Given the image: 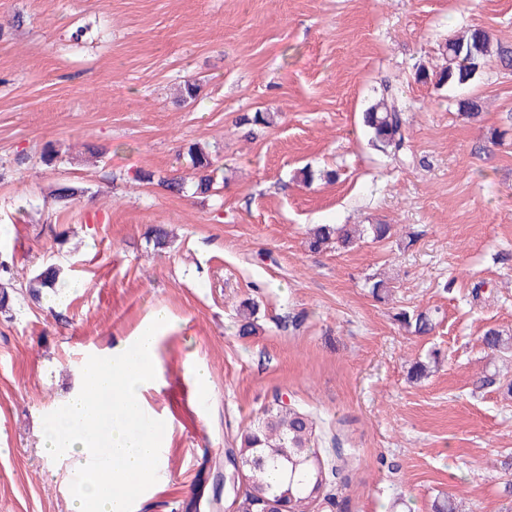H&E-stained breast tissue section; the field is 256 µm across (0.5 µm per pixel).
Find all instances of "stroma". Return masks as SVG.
<instances>
[{
    "instance_id": "stroma-1",
    "label": "stroma",
    "mask_w": 512,
    "mask_h": 512,
    "mask_svg": "<svg viewBox=\"0 0 512 512\" xmlns=\"http://www.w3.org/2000/svg\"><path fill=\"white\" fill-rule=\"evenodd\" d=\"M474 26L512 44V0H0V261L19 272L0 313V512H71L79 465L44 452L43 418L89 356L158 311L143 408L167 424L162 477L132 512H233L230 450L278 394L338 466L335 506L313 512H432L444 497L512 512V352L481 342L490 326L512 336V69L487 62L463 88L416 79ZM186 80L200 88L184 103ZM388 88L410 164L361 127ZM465 95L478 116L459 112ZM257 112L271 124L242 123ZM192 146L222 171L213 195L159 184L193 179ZM62 186L78 191L67 207ZM317 224L392 236L314 252ZM46 263L63 306L24 287ZM403 310L432 311L435 329L412 333Z\"/></svg>"
}]
</instances>
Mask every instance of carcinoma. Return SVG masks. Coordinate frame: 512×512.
<instances>
[{
  "label": "carcinoma",
  "instance_id": "cac0c4a2",
  "mask_svg": "<svg viewBox=\"0 0 512 512\" xmlns=\"http://www.w3.org/2000/svg\"><path fill=\"white\" fill-rule=\"evenodd\" d=\"M494 58L499 64L512 69V47L493 43L489 33L481 27H473L465 35L448 40L445 64L437 71H418L420 82L437 87L446 84L464 86L487 60ZM363 124L371 134V142L377 149L391 154L394 159L405 161V114L398 98L388 93L363 113ZM192 167L196 170L195 193L208 195L216 190V168L209 153L198 147L189 149ZM388 224L346 225L319 224L312 230L310 248L319 251L334 243L348 249L357 240L369 237L381 242L390 237ZM64 286L60 280L59 266L51 263L42 266L28 280L26 288L34 296L44 290L52 292ZM14 303L12 279H0V312H8ZM397 319L413 333L429 334L435 323L430 313L421 311L410 315L403 311ZM482 343L495 354L512 348V336L504 337L494 327L488 328ZM314 423L310 415L291 408L273 407L264 410V418L257 425L245 430L236 448L240 458L253 464L244 466L248 484L242 496L233 500L235 512H259L270 502L285 501L288 512H311L318 496L333 499L327 492L330 476L336 474L337 465L322 458L314 449Z\"/></svg>",
  "mask_w": 512,
  "mask_h": 512
}]
</instances>
